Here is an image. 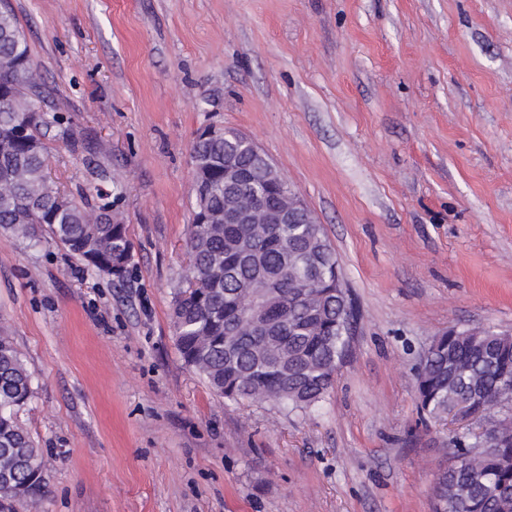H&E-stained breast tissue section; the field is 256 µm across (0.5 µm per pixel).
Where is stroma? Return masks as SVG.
Instances as JSON below:
<instances>
[{
  "label": "stroma",
  "mask_w": 512,
  "mask_h": 512,
  "mask_svg": "<svg viewBox=\"0 0 512 512\" xmlns=\"http://www.w3.org/2000/svg\"><path fill=\"white\" fill-rule=\"evenodd\" d=\"M59 116L47 174L133 244L117 283L0 240V330L33 380V512H432L455 427L415 381L449 328L512 332V0H8ZM251 137L336 252L357 319L317 407L187 367L191 148Z\"/></svg>",
  "instance_id": "1"
}]
</instances>
